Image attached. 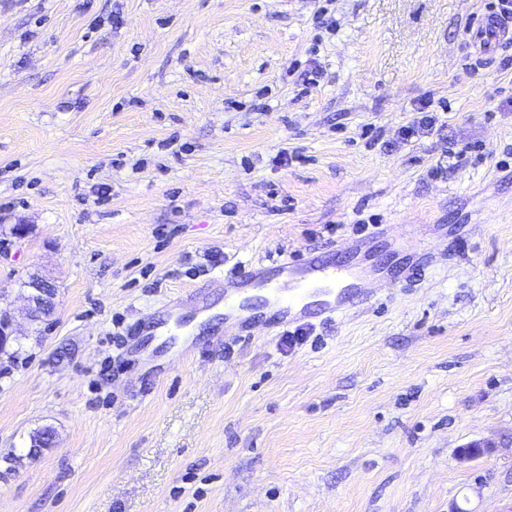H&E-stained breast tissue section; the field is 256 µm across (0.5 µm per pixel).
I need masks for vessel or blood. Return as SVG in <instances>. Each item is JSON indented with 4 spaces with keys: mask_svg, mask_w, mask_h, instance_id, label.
Listing matches in <instances>:
<instances>
[{
    "mask_svg": "<svg viewBox=\"0 0 512 512\" xmlns=\"http://www.w3.org/2000/svg\"><path fill=\"white\" fill-rule=\"evenodd\" d=\"M511 33V29L491 14L482 20L475 37L487 48ZM278 270L284 276L280 282L266 277L260 268L244 270L238 279L225 281V322L234 325L249 322L252 306L241 293L251 283L267 286L276 307L275 323L280 327L300 324L317 314L330 319L359 304L372 302L376 295L369 285L370 273L357 264L315 260L299 263L283 259Z\"/></svg>",
    "mask_w": 512,
    "mask_h": 512,
    "instance_id": "vessel-or-blood-1",
    "label": "vessel or blood"
}]
</instances>
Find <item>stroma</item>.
<instances>
[{"label":"stroma","mask_w":512,"mask_h":512,"mask_svg":"<svg viewBox=\"0 0 512 512\" xmlns=\"http://www.w3.org/2000/svg\"><path fill=\"white\" fill-rule=\"evenodd\" d=\"M489 3L0 0V512H512V41L474 47ZM362 224L391 229L377 302L294 346L216 313L177 358L188 290L349 260ZM33 276L56 288L37 322Z\"/></svg>","instance_id":"35a3bbf8"}]
</instances>
